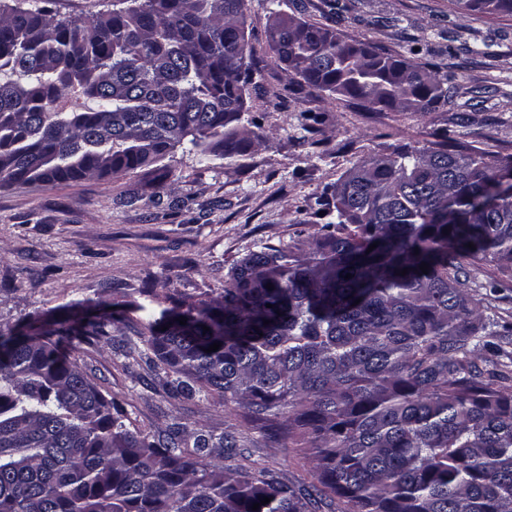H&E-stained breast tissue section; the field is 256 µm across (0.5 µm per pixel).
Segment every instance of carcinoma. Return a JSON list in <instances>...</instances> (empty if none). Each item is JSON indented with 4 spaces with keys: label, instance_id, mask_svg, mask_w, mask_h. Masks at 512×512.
<instances>
[{
    "label": "carcinoma",
    "instance_id": "carcinoma-1",
    "mask_svg": "<svg viewBox=\"0 0 512 512\" xmlns=\"http://www.w3.org/2000/svg\"><path fill=\"white\" fill-rule=\"evenodd\" d=\"M449 2L512 16V0ZM244 7L112 0L78 23L48 0H0V187L149 168L186 140L220 159L264 143L260 125L245 136L226 123L255 72ZM278 23L289 27L276 55L302 90L377 111L448 100L452 72ZM76 92L94 105L68 106ZM509 171L511 154L446 133L418 156L396 146L316 201L336 221L308 249L265 245L217 296L148 321L154 380L172 397L223 399L233 423L220 433L175 423L155 435L112 412L73 355L113 340L110 312L0 329V512H319L327 500L338 512H512L508 354L468 285L484 261L512 279V199L496 191ZM247 429L317 449L316 482L224 464Z\"/></svg>",
    "mask_w": 512,
    "mask_h": 512
}]
</instances>
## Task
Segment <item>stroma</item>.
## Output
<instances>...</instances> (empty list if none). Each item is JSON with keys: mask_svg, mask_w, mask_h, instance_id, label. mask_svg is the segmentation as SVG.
<instances>
[{"mask_svg": "<svg viewBox=\"0 0 512 512\" xmlns=\"http://www.w3.org/2000/svg\"><path fill=\"white\" fill-rule=\"evenodd\" d=\"M341 39L393 56L422 48L420 62L455 70L457 94L421 114L369 111L360 100L297 92L270 37L276 14L323 24L329 0H246L248 43L259 70L246 90L244 119H257L265 144L232 159L176 149L160 169L81 181L0 188V327L37 315L63 317L64 306L132 304L112 333L137 340L144 324L180 301L216 296L244 255L266 244L306 240L326 223L314 203L348 169L400 145L429 149L449 128L474 152L512 154V16L457 13L449 0H341ZM467 43L465 64L451 55ZM318 118L307 124L306 115ZM160 193V203L150 197ZM74 356L106 398L146 432L173 422L223 430L217 398H168L138 354L102 343ZM311 449L261 441L250 461L288 481L311 483Z\"/></svg>", "mask_w": 512, "mask_h": 512, "instance_id": "35a3bbf8", "label": "stroma"}]
</instances>
